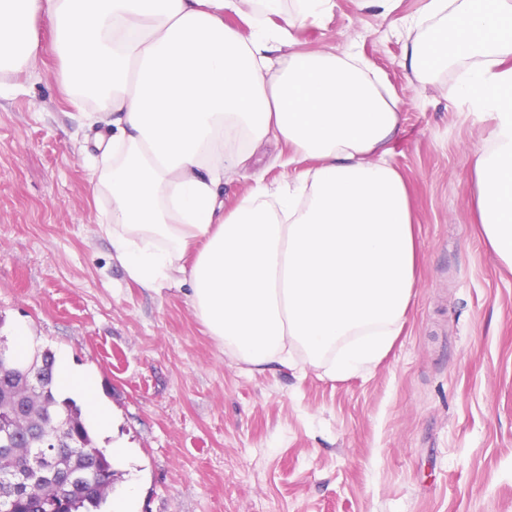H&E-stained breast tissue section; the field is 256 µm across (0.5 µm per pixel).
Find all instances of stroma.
I'll return each mask as SVG.
<instances>
[{
  "mask_svg": "<svg viewBox=\"0 0 512 512\" xmlns=\"http://www.w3.org/2000/svg\"><path fill=\"white\" fill-rule=\"evenodd\" d=\"M426 0H334L292 29L290 51H357L395 100L390 160L411 194L418 258L389 352L344 379L225 355L190 282L140 287L112 256L49 23L33 72L0 94V336L25 331L93 375L113 431L106 512H512V275L475 222V153L494 120L456 74L412 72ZM288 146L224 178L225 210L256 179L283 184ZM122 455H114V448Z\"/></svg>",
  "mask_w": 512,
  "mask_h": 512,
  "instance_id": "obj_1",
  "label": "stroma"
}]
</instances>
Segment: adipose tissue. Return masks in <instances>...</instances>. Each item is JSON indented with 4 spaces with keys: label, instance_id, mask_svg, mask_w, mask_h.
Returning a JSON list of instances; mask_svg holds the SVG:
<instances>
[{
    "label": "adipose tissue",
    "instance_id": "1",
    "mask_svg": "<svg viewBox=\"0 0 512 512\" xmlns=\"http://www.w3.org/2000/svg\"><path fill=\"white\" fill-rule=\"evenodd\" d=\"M258 2L244 40L224 22L237 0H0V90L36 66L46 16L69 102L100 131L90 183L111 201L99 227L130 278L154 291L188 275L232 359L259 369L300 355L345 378L386 354L412 297V201L387 160L400 114L355 54L280 57L292 32L267 19L280 0ZM411 23L429 31L414 70L461 67L459 95L495 120L475 156L476 206L512 271V0H427ZM271 142L313 168L225 211V173ZM54 374L59 396L110 433L94 377L63 354Z\"/></svg>",
    "mask_w": 512,
    "mask_h": 512
}]
</instances>
